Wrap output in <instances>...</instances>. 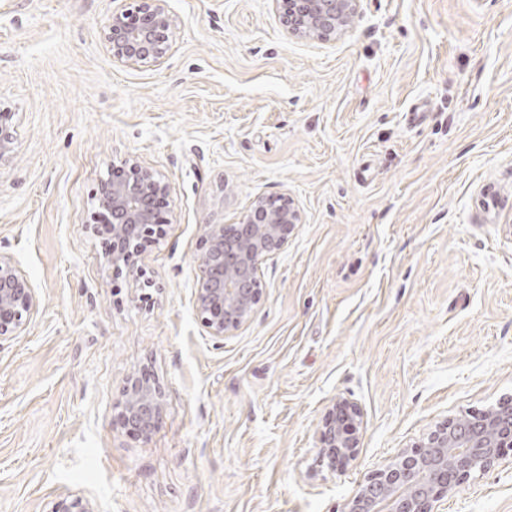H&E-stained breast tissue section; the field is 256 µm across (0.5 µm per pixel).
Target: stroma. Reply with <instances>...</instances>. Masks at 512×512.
Instances as JSON below:
<instances>
[{
  "instance_id": "stroma-1",
  "label": "stroma",
  "mask_w": 512,
  "mask_h": 512,
  "mask_svg": "<svg viewBox=\"0 0 512 512\" xmlns=\"http://www.w3.org/2000/svg\"><path fill=\"white\" fill-rule=\"evenodd\" d=\"M136 6L0 0V255L40 301L0 347V512H341L437 423L512 397V0H360L326 40L278 0H167L155 64L103 40ZM127 157L168 192L117 270L88 220ZM280 196L301 221L216 343L207 227ZM141 371L164 392L146 438L119 417ZM339 398L365 431L331 472L316 429ZM441 508L512 512V453ZM46 512H96L94 504L83 495L71 494L50 502Z\"/></svg>"
}]
</instances>
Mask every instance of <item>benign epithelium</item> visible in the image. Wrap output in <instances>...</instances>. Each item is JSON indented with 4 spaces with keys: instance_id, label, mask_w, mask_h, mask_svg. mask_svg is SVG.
<instances>
[{
    "instance_id": "1",
    "label": "benign epithelium",
    "mask_w": 512,
    "mask_h": 512,
    "mask_svg": "<svg viewBox=\"0 0 512 512\" xmlns=\"http://www.w3.org/2000/svg\"><path fill=\"white\" fill-rule=\"evenodd\" d=\"M282 3L290 34L326 40L346 30L359 0ZM171 28L165 0H139L133 13L112 12L104 41L117 59L158 62L167 54ZM1 118L0 113V161L14 153L12 132ZM166 193L164 180L131 157L121 161L120 173L102 182L90 225H112V265L125 261L132 246L161 235L156 205ZM300 219L291 200L259 197L239 223L207 225L196 313L210 336L222 340L251 320L263 295L260 262L285 247L288 231ZM38 308L35 289L0 255V343L22 335ZM162 406L160 386L133 376L124 389L120 417L124 426L147 436ZM363 430L361 409L346 399L335 400L317 429L320 465L334 470L357 461ZM511 451L512 397L481 413L444 419L412 449L367 474L342 512H436V504L455 497L470 478L487 473ZM46 512L96 510L87 497L71 494L49 503Z\"/></svg>"
}]
</instances>
